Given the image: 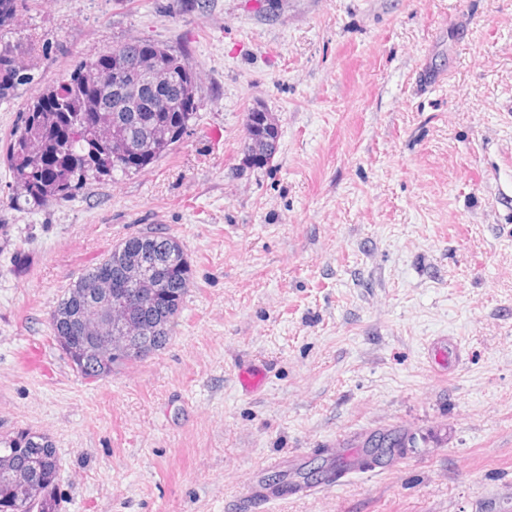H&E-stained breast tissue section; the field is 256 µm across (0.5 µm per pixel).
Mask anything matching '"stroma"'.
Returning a JSON list of instances; mask_svg holds the SVG:
<instances>
[{
  "instance_id": "1",
  "label": "stroma",
  "mask_w": 512,
  "mask_h": 512,
  "mask_svg": "<svg viewBox=\"0 0 512 512\" xmlns=\"http://www.w3.org/2000/svg\"><path fill=\"white\" fill-rule=\"evenodd\" d=\"M26 0L31 77L0 141L81 61L148 38L198 76L154 164L35 205L0 161V434L62 457V512H512V0ZM279 121L242 166L244 117ZM181 241L164 350L87 381L50 334L118 240ZM260 366L243 391L238 373ZM395 462L260 510L278 459L376 430Z\"/></svg>"
}]
</instances>
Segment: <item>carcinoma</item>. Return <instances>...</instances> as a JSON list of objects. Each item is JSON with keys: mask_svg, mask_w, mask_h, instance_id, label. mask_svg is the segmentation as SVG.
Masks as SVG:
<instances>
[{"mask_svg": "<svg viewBox=\"0 0 512 512\" xmlns=\"http://www.w3.org/2000/svg\"><path fill=\"white\" fill-rule=\"evenodd\" d=\"M23 0H0V29L10 25ZM154 49L153 61L175 74V80L162 89H142L130 112H113L101 103L104 89L99 81V57L105 50L85 60L65 76L60 84L33 97L19 115L5 156L12 183L17 191L35 204L47 198L68 199L90 180L140 171L166 154L187 129L194 113L184 115L177 129L164 138L156 137L166 113L153 111V100L162 94L175 101L187 89L197 90L194 73L182 57L149 39H136L120 45L126 66L118 76L124 83L145 63L143 50ZM26 81L20 76L15 43L0 33V100ZM244 151L252 161L264 166L270 155L268 140H277L274 131L264 127L261 117L245 118ZM141 146V160L134 167H121L116 153L126 143ZM137 261L150 280L159 284L158 298L135 311L140 335L134 338L148 353L166 347L183 309L184 299L193 283L192 264L180 240L165 232L146 231L122 238L98 263L83 272L65 289L52 318L51 333L56 345L84 379L95 381L112 374L120 366L133 362L123 349L98 353L80 340L97 336L99 311L109 307V288L124 279L128 262ZM415 443L405 429L373 432L358 453V467L368 468L392 461ZM9 454L10 473L0 472V512H9L14 487L29 494L33 512H59L57 485L61 459L49 437L36 430L24 429L13 437L0 438V455Z\"/></svg>", "mask_w": 512, "mask_h": 512, "instance_id": "obj_1", "label": "carcinoma"}]
</instances>
